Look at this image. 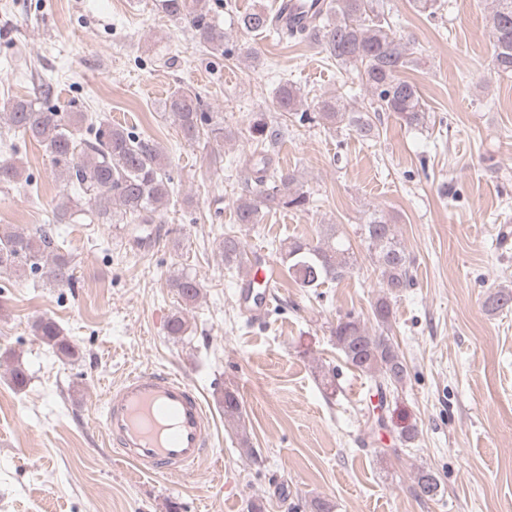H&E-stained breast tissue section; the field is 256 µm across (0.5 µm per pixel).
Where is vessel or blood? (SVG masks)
<instances>
[{
  "instance_id": "vessel-or-blood-1",
  "label": "vessel or blood",
  "mask_w": 512,
  "mask_h": 512,
  "mask_svg": "<svg viewBox=\"0 0 512 512\" xmlns=\"http://www.w3.org/2000/svg\"><path fill=\"white\" fill-rule=\"evenodd\" d=\"M266 266L250 263L237 301L251 317L264 315L271 294ZM102 427L118 456L148 475H181L211 452L213 419L195 388L160 371H133L108 389Z\"/></svg>"
}]
</instances>
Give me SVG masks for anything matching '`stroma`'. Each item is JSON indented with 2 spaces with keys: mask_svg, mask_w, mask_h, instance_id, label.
<instances>
[{
  "mask_svg": "<svg viewBox=\"0 0 512 512\" xmlns=\"http://www.w3.org/2000/svg\"><path fill=\"white\" fill-rule=\"evenodd\" d=\"M280 2L210 0L226 34L222 56L199 50L154 0H0V104L51 82L49 106L159 141L180 184L140 258L124 225L53 222L66 187L39 143L0 148V161L32 176L25 188L0 185V229H53L75 266L71 288L0 275V512H247L256 499L266 512H309L316 497L335 512H512V310L485 308L490 293L512 289V78L492 66L489 0H440L431 17L412 0H385L392 31L416 51L406 75L426 125L381 113L374 143L318 122L296 128L277 163L298 172L318 206L238 228L247 251L277 273L272 305L253 322L219 254L254 150L242 128L250 113L272 111L285 82L308 106L368 95L318 46L238 29V14H273ZM246 43L260 51L257 67L240 56ZM177 87L222 113L231 133L223 163L210 165L207 148L186 143L164 114ZM374 211L394 217L413 276L392 303L390 333L409 375L383 401L331 334L340 316L374 327V273L305 289L268 249L273 239L315 241L337 224L364 257L357 226ZM181 269L201 295L176 338L167 321L183 307L167 280ZM41 318L70 336L74 358L34 336ZM15 361L28 376L20 388L9 375ZM135 367L181 374L213 417L214 450L184 480L140 473L114 455L100 425L105 386ZM228 388L241 401L239 428L224 420ZM378 410L386 428L366 431ZM405 426L418 429L407 446L398 438ZM418 466L438 475L440 496L407 492Z\"/></svg>",
  "mask_w": 512,
  "mask_h": 512,
  "instance_id": "obj_1",
  "label": "stroma"
}]
</instances>
